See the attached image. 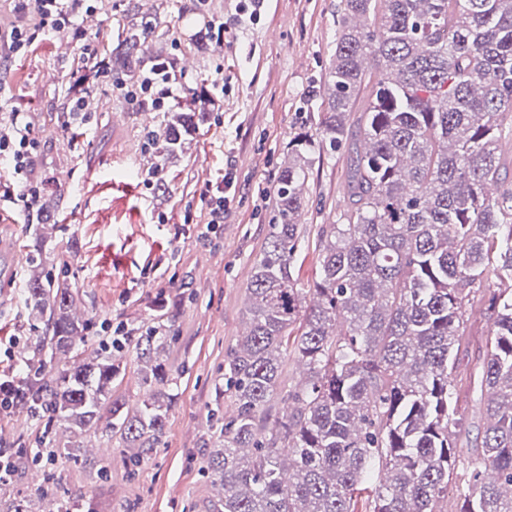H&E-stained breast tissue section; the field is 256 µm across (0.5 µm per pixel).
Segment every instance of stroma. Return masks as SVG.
I'll return each mask as SVG.
<instances>
[{
	"instance_id": "35a3bbf8",
	"label": "stroma",
	"mask_w": 512,
	"mask_h": 512,
	"mask_svg": "<svg viewBox=\"0 0 512 512\" xmlns=\"http://www.w3.org/2000/svg\"><path fill=\"white\" fill-rule=\"evenodd\" d=\"M340 6L341 0H265L252 22L239 0H97L91 12L77 0L73 21L100 48L116 46L127 16L148 12L155 34L136 54L148 58L163 48L175 57L184 78L172 87V108L190 104L194 91L216 101L186 151L166 164L163 196L143 169V109L116 88L125 74L112 73L94 88L98 110L75 134L63 114L79 43L42 35L0 58V102L25 111L34 127L37 186L59 224L40 232L29 212L0 205V266L8 268L0 276V365L24 361L35 368L50 359L38 348L44 322L22 294L29 260L39 254L49 279L67 283L79 311L94 322L87 351L111 341L119 324L144 330L163 323L171 334L165 389L174 399L159 448L132 469L109 434H84V460L55 459L70 512H210L217 488L203 462L218 427L214 398L224 385V352L246 326L251 268L268 234L288 143L317 132L324 110L317 91L327 80ZM207 15L223 20V40L188 51ZM347 156L343 146L310 157L304 243L293 269L301 287L316 278L320 226L344 207ZM228 165L236 182L226 192L224 222L200 239L204 184L221 182ZM112 392L132 409L143 399L133 342L121 352ZM43 431L25 410L0 415V444L10 447L14 462L10 482L0 484L1 506L21 494L32 512H45L36 477L50 449Z\"/></svg>"
}]
</instances>
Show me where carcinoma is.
I'll list each match as a JSON object with an SVG mask.
<instances>
[{
	"instance_id": "obj_1",
	"label": "carcinoma",
	"mask_w": 512,
	"mask_h": 512,
	"mask_svg": "<svg viewBox=\"0 0 512 512\" xmlns=\"http://www.w3.org/2000/svg\"><path fill=\"white\" fill-rule=\"evenodd\" d=\"M154 34L130 21L100 60L104 73L140 76L132 50ZM319 140L302 139L281 165L275 215L247 288L248 323L224 356L232 414L205 462L224 494L213 512H512V0H343L328 68ZM208 113H163L148 133L150 173L165 194V162L186 150ZM352 139L347 205L319 229L320 270L300 288L308 154ZM31 310L46 318L51 351L69 367L29 385L59 429L57 451L80 457L82 434L102 428L138 465L158 447L172 394L164 327L135 341L149 393L124 411L112 396L120 367L110 344L83 358L91 319L75 315L65 283L33 273ZM484 331L474 384L482 437L468 461L459 352L475 305ZM303 365L283 383L285 359ZM287 411L270 419L271 400Z\"/></svg>"
}]
</instances>
